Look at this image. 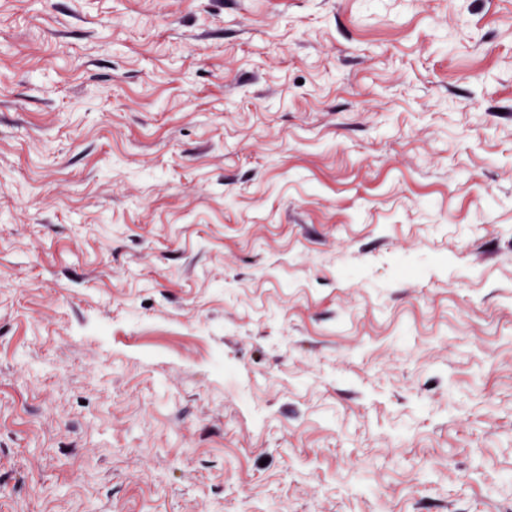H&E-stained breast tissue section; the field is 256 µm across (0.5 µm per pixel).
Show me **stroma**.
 <instances>
[{
    "instance_id": "obj_1",
    "label": "stroma",
    "mask_w": 512,
    "mask_h": 512,
    "mask_svg": "<svg viewBox=\"0 0 512 512\" xmlns=\"http://www.w3.org/2000/svg\"><path fill=\"white\" fill-rule=\"evenodd\" d=\"M0 512H512V0H0Z\"/></svg>"
}]
</instances>
